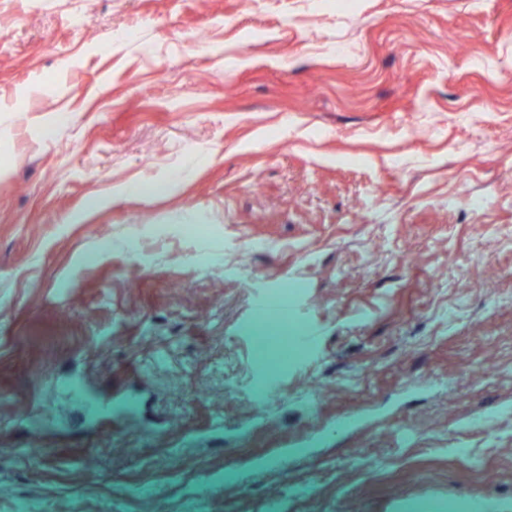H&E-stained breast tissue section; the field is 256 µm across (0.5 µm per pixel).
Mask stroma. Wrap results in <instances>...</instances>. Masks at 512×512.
<instances>
[{"mask_svg": "<svg viewBox=\"0 0 512 512\" xmlns=\"http://www.w3.org/2000/svg\"><path fill=\"white\" fill-rule=\"evenodd\" d=\"M509 270L512 0H0V512H512Z\"/></svg>", "mask_w": 512, "mask_h": 512, "instance_id": "stroma-1", "label": "stroma"}]
</instances>
